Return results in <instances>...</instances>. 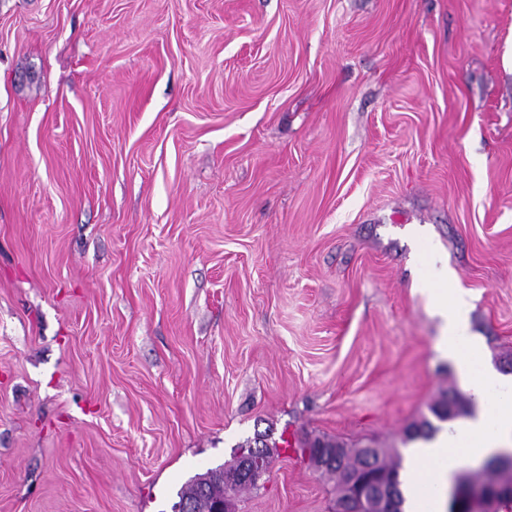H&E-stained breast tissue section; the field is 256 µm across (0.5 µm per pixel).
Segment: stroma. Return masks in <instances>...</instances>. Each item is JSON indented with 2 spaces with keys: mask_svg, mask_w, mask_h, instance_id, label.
Here are the masks:
<instances>
[{
  "mask_svg": "<svg viewBox=\"0 0 512 512\" xmlns=\"http://www.w3.org/2000/svg\"><path fill=\"white\" fill-rule=\"evenodd\" d=\"M512 361V0H0V512H336L307 436L407 453ZM468 400L453 389L441 392L430 412L439 421H448L468 412ZM257 440V438L254 440V445L247 441L245 444L238 446L237 452L239 449H245L248 454L265 451L269 457V464H271L272 451L266 443ZM260 442L262 444L261 447L258 445ZM236 453L229 463L212 468L217 469L220 467L219 469L222 470L221 466H223L224 469L219 474L210 473L207 470L205 473L196 474L192 477L181 490L178 502L186 499L188 502L193 503L194 506L185 502L177 503L174 512H192L193 509L194 512H206L209 510L210 502L224 497L225 488L228 485L234 490V498L237 493L245 489L254 488L255 486L246 480L247 473L243 467L244 456L237 457ZM232 502L233 498L231 497L217 500L212 504L211 512H232Z\"/></svg>",
  "mask_w": 512,
  "mask_h": 512,
  "instance_id": "stroma-1",
  "label": "stroma"
}]
</instances>
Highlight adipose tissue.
Here are the masks:
<instances>
[{"instance_id": "adipose-tissue-1", "label": "adipose tissue", "mask_w": 512, "mask_h": 512, "mask_svg": "<svg viewBox=\"0 0 512 512\" xmlns=\"http://www.w3.org/2000/svg\"><path fill=\"white\" fill-rule=\"evenodd\" d=\"M436 275L431 304L441 320L437 348L457 362L462 388L477 411L411 448L402 472L406 512H443L454 476L463 465L512 448V377L485 364L469 331L466 293L452 287L447 267L437 268Z\"/></svg>"}]
</instances>
